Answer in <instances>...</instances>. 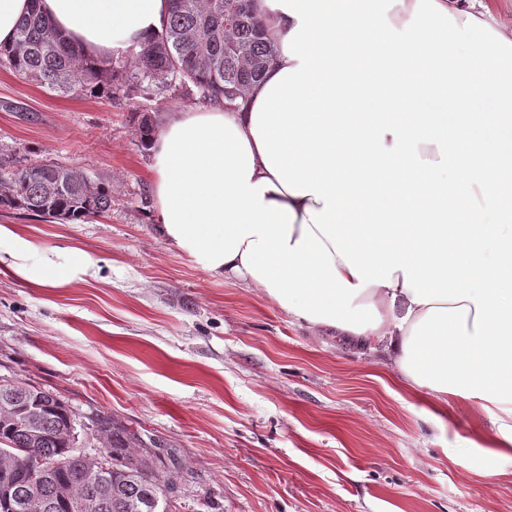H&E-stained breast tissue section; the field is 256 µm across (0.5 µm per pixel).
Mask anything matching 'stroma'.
Listing matches in <instances>:
<instances>
[{"mask_svg":"<svg viewBox=\"0 0 512 512\" xmlns=\"http://www.w3.org/2000/svg\"><path fill=\"white\" fill-rule=\"evenodd\" d=\"M202 106L60 96L0 66V149L112 191L111 211L84 224L0 210L16 233L1 256L21 237L33 273L59 247L100 269L57 288L0 269V375L175 452L172 512H512V458L472 445L485 417L459 400L432 415L379 354L207 274L164 235L137 117Z\"/></svg>","mask_w":512,"mask_h":512,"instance_id":"35a3bbf8","label":"stroma"}]
</instances>
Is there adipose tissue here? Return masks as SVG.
I'll return each mask as SVG.
<instances>
[{
    "mask_svg": "<svg viewBox=\"0 0 512 512\" xmlns=\"http://www.w3.org/2000/svg\"><path fill=\"white\" fill-rule=\"evenodd\" d=\"M100 60L161 32L167 0H39ZM280 51L239 110L157 129L166 237L308 327L386 354L413 390L468 402L512 455V21L490 0H257ZM494 116L467 123L455 78ZM499 142L497 164L467 143Z\"/></svg>",
    "mask_w": 512,
    "mask_h": 512,
    "instance_id": "obj_1",
    "label": "adipose tissue"
}]
</instances>
